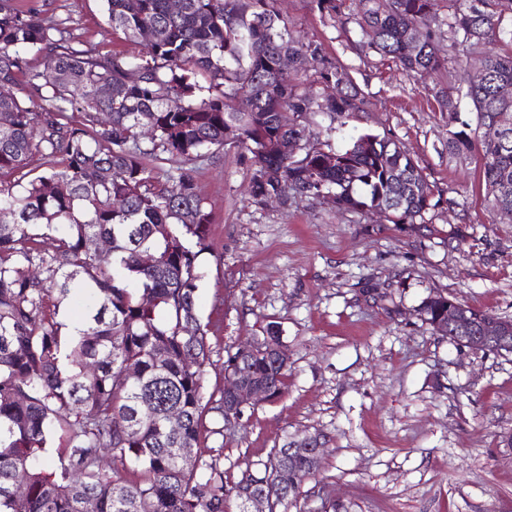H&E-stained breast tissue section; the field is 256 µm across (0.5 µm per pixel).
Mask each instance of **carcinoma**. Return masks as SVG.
Returning <instances> with one entry per match:
<instances>
[{
	"mask_svg": "<svg viewBox=\"0 0 512 512\" xmlns=\"http://www.w3.org/2000/svg\"><path fill=\"white\" fill-rule=\"evenodd\" d=\"M180 2L174 10L171 0H105L108 24L127 36L160 31L129 59L78 49L64 22L0 0V82L28 98L0 95V171L18 174L0 182V512H83L88 499L97 512H244L251 493L266 495L269 512H288L318 470L289 441L261 472L232 483L217 458L178 460L198 447L207 413L224 415L233 381L263 384L274 401L288 380L269 323L260 340L227 354L224 387L204 393L212 350L196 310L197 260L210 249L211 219L184 164L230 142L251 155L258 202L325 192L341 209L383 210L391 224H423L439 205L399 141L365 133L336 150L307 135L303 114L350 118L365 101L348 67L293 34L277 0ZM440 2L351 0L348 20L365 53L419 76L447 75L446 40L505 44L481 56L484 78L435 99L452 125L448 152L480 154L491 206L512 219V95L500 94L512 85V29L502 27L512 0H450L446 21ZM284 56L298 72L314 70L320 92L281 81ZM462 97L476 109L474 127L459 118ZM284 141L300 143L298 154H281ZM36 158L48 168L34 174ZM93 239L109 251L92 250ZM145 253L153 265L142 263ZM71 294L88 301L75 334L58 319ZM415 312L434 332L448 321V297L432 292ZM129 369L133 383L123 380ZM173 410L183 419L174 431ZM57 430L67 445L48 455ZM106 458L131 470L109 472Z\"/></svg>",
	"mask_w": 512,
	"mask_h": 512,
	"instance_id": "carcinoma-1",
	"label": "carcinoma"
}]
</instances>
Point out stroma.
<instances>
[{
	"label": "stroma",
	"instance_id": "stroma-1",
	"mask_svg": "<svg viewBox=\"0 0 512 512\" xmlns=\"http://www.w3.org/2000/svg\"><path fill=\"white\" fill-rule=\"evenodd\" d=\"M15 3L65 21L78 48L130 58L144 50L107 24L103 0ZM277 8L349 68L366 101L353 119L309 114L307 133L336 149L366 132L394 137L441 202L414 228L322 199L259 204L240 148L193 162L212 216L196 302L210 326L205 390L223 385L228 353L270 322L291 367L285 395L248 409L240 427L217 435L223 420L208 414L197 453L207 460L222 449L233 482L285 437L317 430L328 443L300 512L332 501L346 512H512V354L453 346L415 313L439 291L512 318V219L492 210L480 155H449L435 79L365 55L354 24L321 16L312 0Z\"/></svg>",
	"mask_w": 512,
	"mask_h": 512
}]
</instances>
